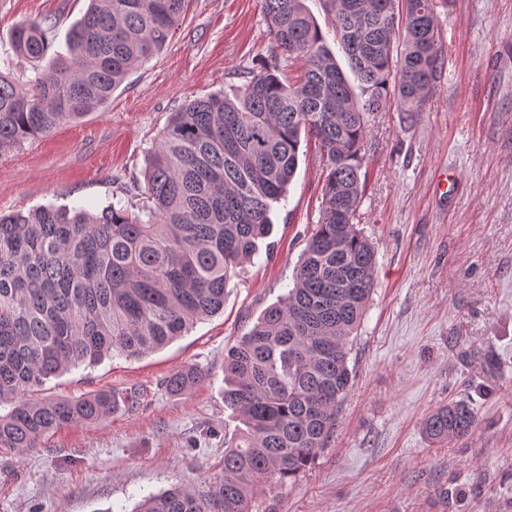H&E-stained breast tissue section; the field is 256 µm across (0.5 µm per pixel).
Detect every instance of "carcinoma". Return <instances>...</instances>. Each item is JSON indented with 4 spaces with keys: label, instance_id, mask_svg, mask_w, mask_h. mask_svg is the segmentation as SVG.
<instances>
[{
    "label": "carcinoma",
    "instance_id": "carcinoma-1",
    "mask_svg": "<svg viewBox=\"0 0 512 512\" xmlns=\"http://www.w3.org/2000/svg\"><path fill=\"white\" fill-rule=\"evenodd\" d=\"M188 0H90L49 55L46 19L16 27V57L36 64L23 84L0 69V153L106 104L133 69L157 56ZM359 82L355 93L305 0H262L281 54L246 71L232 93L171 113L144 169L138 201L43 206L0 214V448H38L50 432L117 411L112 392L66 401L26 398L71 367L140 357L224 308L236 269L258 250L298 167L301 137L318 141L325 177L319 223L293 286L224 357V405L245 426L224 448L223 474L202 492L172 487L138 512H252L257 487L303 473L328 446L352 371L349 344L374 288V246L353 223L362 193L368 112L394 102L420 112L441 66L434 0H323ZM304 77L281 79L282 61ZM205 379L184 367L182 394ZM464 401L423 422L435 444L469 434Z\"/></svg>",
    "mask_w": 512,
    "mask_h": 512
}]
</instances>
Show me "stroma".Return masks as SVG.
Listing matches in <instances>:
<instances>
[{"instance_id":"stroma-1","label":"stroma","mask_w":512,"mask_h":512,"mask_svg":"<svg viewBox=\"0 0 512 512\" xmlns=\"http://www.w3.org/2000/svg\"><path fill=\"white\" fill-rule=\"evenodd\" d=\"M87 0H0V68L20 81L11 32L49 18L63 53ZM443 65L422 112L366 116L365 187L354 219L374 244V291L353 342L352 388L327 448L295 480L256 491L259 512H512V0H435ZM262 0H190L167 49L131 72L99 111L0 155V212L95 210L118 183L142 184L170 112L276 54ZM320 150L302 142L258 256L237 270L223 312L140 358L109 357L46 380L32 400L136 395L41 448L0 449V512H135L144 496L218 476L239 426L224 406V357L292 286L320 219ZM193 366L181 395L163 381ZM467 401V436L432 444L430 411ZM205 379V373L192 366L184 367L165 380L167 390L174 395L182 394Z\"/></svg>"}]
</instances>
